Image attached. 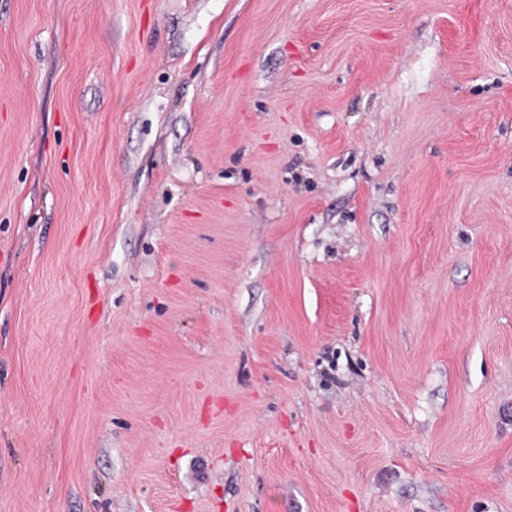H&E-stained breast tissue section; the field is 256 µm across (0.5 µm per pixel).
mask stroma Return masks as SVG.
Segmentation results:
<instances>
[{
  "label": "stroma",
  "mask_w": 512,
  "mask_h": 512,
  "mask_svg": "<svg viewBox=\"0 0 512 512\" xmlns=\"http://www.w3.org/2000/svg\"><path fill=\"white\" fill-rule=\"evenodd\" d=\"M0 512H512V0H0Z\"/></svg>",
  "instance_id": "stroma-1"
}]
</instances>
